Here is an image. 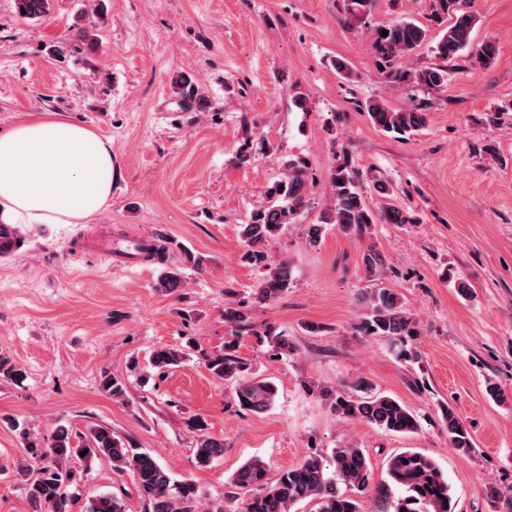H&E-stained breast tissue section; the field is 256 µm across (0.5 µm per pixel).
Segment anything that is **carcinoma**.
Segmentation results:
<instances>
[{
	"label": "carcinoma",
	"mask_w": 512,
	"mask_h": 512,
	"mask_svg": "<svg viewBox=\"0 0 512 512\" xmlns=\"http://www.w3.org/2000/svg\"><path fill=\"white\" fill-rule=\"evenodd\" d=\"M16 11H25L22 18L41 21L51 12V0H14ZM433 17L448 21L441 38L435 43V55L448 63L467 56L476 66L486 68L496 59L497 42L487 39L477 47L471 45V33L476 24L473 14L463 10L462 0H433ZM376 31L373 48L376 57L387 68L385 77L392 81L411 79L428 87H438L448 80V66L401 70L394 62L407 58L427 41L428 30L408 19H397ZM366 112L370 121L381 131L410 136L427 124L426 113L411 106L394 110L380 100L369 101ZM306 169L301 159L286 165L282 179L266 190L267 204L251 213L247 223L240 225L239 235L245 252L243 258L261 267L264 274L255 285L252 296L257 303L277 300L288 291L291 273L282 262L271 261L267 246L278 238L286 226L295 223L306 205ZM333 205L320 221L306 225L305 243L316 248L321 244L324 226L334 224L340 230L361 231L369 224H409L411 217L385 201L371 207L358 187V173L348 159H343L330 174ZM182 273L166 267L156 288L173 293L183 287ZM365 314L359 330L367 336H385L398 340L413 334L414 321L402 308L397 293L382 285L369 288L364 296ZM224 321L240 329L250 326V308L231 303L224 308ZM236 340L207 358L212 376L233 388L234 400L242 409L265 413L275 404L277 386L270 380L254 375L252 369L235 355ZM186 358L180 348L154 349L146 366L164 374L179 366ZM101 389L115 401H127L125 380L109 374L103 376ZM337 415L365 422L384 432L409 436L419 424L414 414L400 401L375 393L367 383L355 384L354 394L336 398ZM443 422L452 448L468 454L474 443L459 416L450 406L443 407ZM26 453L16 472L27 489L33 512H75L76 498L69 487L76 483V464L92 458H106L119 474H133L137 491L147 512H210L199 510L202 495L189 479L178 480L171 470L149 452H140L127 439L104 424H93L83 431L59 425L49 435H38L18 422ZM194 430L196 459L207 465L224 453V441L206 434L204 422L196 420ZM268 469L261 458H251L231 476L230 483L246 493H260L247 500L243 512H297L301 503L314 504V512H360L357 495L365 493L374 482L366 453L361 448L342 445L328 460L310 455L295 466L284 469L274 483H269ZM391 483L403 491L395 503V512H455L453 498L441 469L427 455L409 448L393 455L387 463ZM84 512H124L121 500L103 494L91 500Z\"/></svg>",
	"instance_id": "1"
}]
</instances>
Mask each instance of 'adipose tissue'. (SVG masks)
Wrapping results in <instances>:
<instances>
[{"instance_id": "adipose-tissue-1", "label": "adipose tissue", "mask_w": 512, "mask_h": 512, "mask_svg": "<svg viewBox=\"0 0 512 512\" xmlns=\"http://www.w3.org/2000/svg\"><path fill=\"white\" fill-rule=\"evenodd\" d=\"M112 143L49 115L0 132V223L84 224L112 199Z\"/></svg>"}]
</instances>
